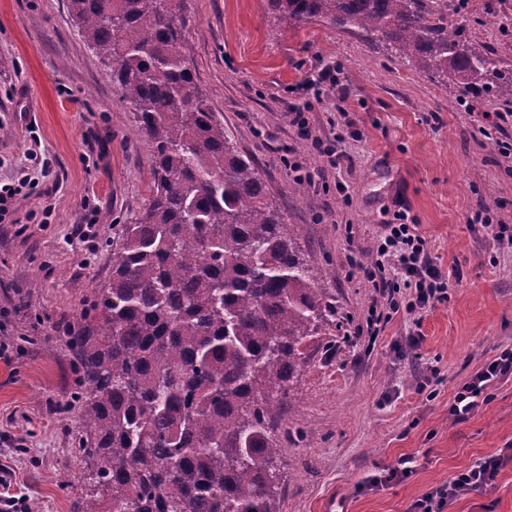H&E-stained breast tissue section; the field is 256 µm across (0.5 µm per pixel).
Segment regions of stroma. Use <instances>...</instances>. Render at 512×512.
Returning <instances> with one entry per match:
<instances>
[{"mask_svg": "<svg viewBox=\"0 0 512 512\" xmlns=\"http://www.w3.org/2000/svg\"><path fill=\"white\" fill-rule=\"evenodd\" d=\"M187 53L224 134L257 166L270 202L324 274L335 326L310 344L275 422L281 512H409L431 487L512 444V379L466 420L448 407L486 361L512 348V113L504 99L441 86L360 37L272 14L266 0H188ZM471 41L512 68V0H448ZM342 68L315 101L303 86ZM303 110L308 135L292 122ZM346 156L330 168L313 139ZM38 148L48 171L0 223V464L36 512H79L75 358L63 328L112 270L121 224L149 202L150 145L87 48L67 0H0V180ZM323 172L301 182L292 164ZM301 170V171H302ZM407 210L448 297L359 338L375 295L348 255L372 257ZM487 211L491 221L477 220ZM95 214L85 239L74 234ZM401 482L366 490L399 460ZM444 512H512V462Z\"/></svg>", "mask_w": 512, "mask_h": 512, "instance_id": "1", "label": "stroma"}]
</instances>
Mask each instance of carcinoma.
I'll list each match as a JSON object with an SVG mask.
<instances>
[{
    "instance_id": "obj_1",
    "label": "carcinoma",
    "mask_w": 512,
    "mask_h": 512,
    "mask_svg": "<svg viewBox=\"0 0 512 512\" xmlns=\"http://www.w3.org/2000/svg\"><path fill=\"white\" fill-rule=\"evenodd\" d=\"M188 0H68L152 147L151 198L67 329L83 435L81 512H280L273 417L334 311L322 273L224 137L186 51ZM354 32L443 86L512 100V75L448 0H266Z\"/></svg>"
}]
</instances>
